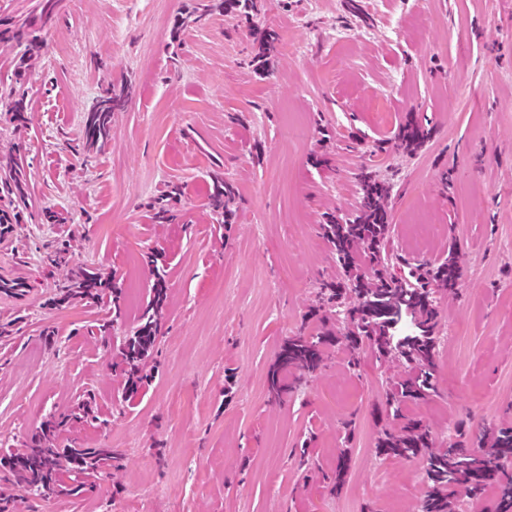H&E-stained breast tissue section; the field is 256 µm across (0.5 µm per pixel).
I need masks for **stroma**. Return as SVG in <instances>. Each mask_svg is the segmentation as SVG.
Segmentation results:
<instances>
[{"label": "stroma", "mask_w": 512, "mask_h": 512, "mask_svg": "<svg viewBox=\"0 0 512 512\" xmlns=\"http://www.w3.org/2000/svg\"><path fill=\"white\" fill-rule=\"evenodd\" d=\"M217 0H59L30 61L25 120L5 108L20 52L0 46V171L24 158L27 205L0 238V456L92 393L107 422L64 433L122 455L110 481L15 512H418L424 461L379 456L372 412L401 359L337 348L273 400L268 374L287 337L321 331L322 285L338 274L323 216L360 200L357 175L389 188L387 247L411 263L455 253L437 289L436 393L408 406L438 447L512 425V0H260L253 17ZM281 41L256 60L252 28ZM127 102L101 151L82 118L107 87ZM414 120L430 132L398 150ZM230 182V223L207 206ZM177 219L151 223L166 185ZM66 242L73 268L112 279L116 303L56 302L42 262ZM166 266L160 337L145 380L114 397L119 334ZM354 435L341 492L324 475Z\"/></svg>", "instance_id": "35a3bbf8"}]
</instances>
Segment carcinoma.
I'll use <instances>...</instances> for the list:
<instances>
[{
  "label": "carcinoma",
  "mask_w": 512,
  "mask_h": 512,
  "mask_svg": "<svg viewBox=\"0 0 512 512\" xmlns=\"http://www.w3.org/2000/svg\"><path fill=\"white\" fill-rule=\"evenodd\" d=\"M40 16L3 23L0 21V44L22 49L17 67V80L23 84L29 76L26 62L41 48L40 31L52 17L56 0H40ZM227 12L249 16L257 11V0H221ZM262 53L272 56L277 50L278 36L263 30L256 33ZM126 98L122 89H108L88 112L83 115V139L91 149L103 148L112 129V113L124 108ZM425 138L418 125L408 124L400 131L396 143L403 150H414ZM360 211L352 219L333 218L322 225L323 235L336 252L341 269L340 279L334 285L321 288L324 320L332 319L348 324L343 336L331 333L316 336H294L285 340L280 362L273 370L271 381L276 395L288 391L281 373L293 368L297 380L315 372L321 361V347L333 342L343 344L351 354L364 343L373 346L382 356L392 351L391 341L383 331L399 309L414 306L421 313L420 334L407 343L401 352L406 363V376L392 383L385 400L375 407L377 415H390L399 421L398 427L384 428L377 442V452L400 459L423 457L426 459L424 478L428 491L420 503V512H457L461 498L474 499L490 486L496 489L497 512H512V479L501 476L505 457L512 455V426L503 427L495 434L490 450L479 451L484 436L473 433L468 441L454 443L433 450V436L418 421L402 413L408 401L425 400L435 392L436 337L433 336L435 300L432 286L452 288L459 273L453 261L429 268L423 273L413 272L402 278L387 271L409 264L400 254L382 250L388 225L383 223L386 213L382 201L388 195L385 185L365 177L361 180ZM233 193V186L222 180L213 184L209 206L219 223H229L231 214L224 209V198ZM25 183L16 171L0 175V235L5 226L20 221V208L25 204ZM43 262L49 271L69 266V250L60 246L47 253ZM154 303L160 305L167 294L164 288V270L156 267ZM108 288L99 276L86 271L68 283L59 286L60 300L80 299L98 302L107 295ZM158 340L157 314L145 313L131 334L126 337L122 357L129 368H137L154 351ZM89 413L61 414L49 431L42 434L27 448L12 451L0 458V481L13 482L33 498L49 500L69 496L94 487L97 482L112 476V461L116 459L110 448H90L73 443L63 448L53 444L52 438L73 423L86 420Z\"/></svg>",
  "instance_id": "cac0c4a2"
}]
</instances>
